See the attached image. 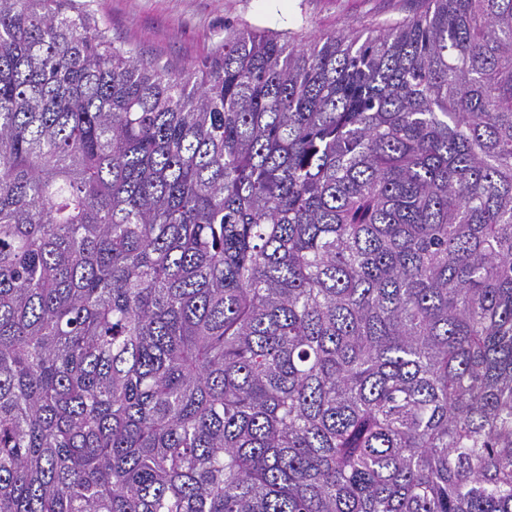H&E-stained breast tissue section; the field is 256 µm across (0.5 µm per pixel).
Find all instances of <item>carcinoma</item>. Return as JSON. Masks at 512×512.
<instances>
[{"label":"carcinoma","instance_id":"cac0c4a2","mask_svg":"<svg viewBox=\"0 0 512 512\" xmlns=\"http://www.w3.org/2000/svg\"><path fill=\"white\" fill-rule=\"evenodd\" d=\"M0 512H512V0H0ZM116 44H131L143 58H160L174 67L215 53L224 40V21L258 29L290 28L305 40L311 31L334 32L370 20L411 14V0H86ZM306 15L312 26L294 19ZM349 25V26H348Z\"/></svg>","mask_w":512,"mask_h":512}]
</instances>
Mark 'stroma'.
Masks as SVG:
<instances>
[{
  "label": "stroma",
  "instance_id": "obj_1",
  "mask_svg": "<svg viewBox=\"0 0 512 512\" xmlns=\"http://www.w3.org/2000/svg\"><path fill=\"white\" fill-rule=\"evenodd\" d=\"M115 44L133 45L143 58H158L176 67L215 53L225 22L280 31L307 16L311 29L333 32L359 28L361 22L410 14V0H87Z\"/></svg>",
  "mask_w": 512,
  "mask_h": 512
}]
</instances>
